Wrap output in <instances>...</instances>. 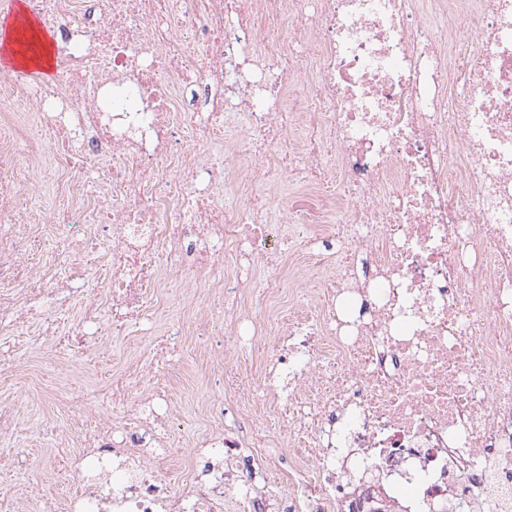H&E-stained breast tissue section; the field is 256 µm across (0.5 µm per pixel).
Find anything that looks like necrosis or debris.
Segmentation results:
<instances>
[{
	"label": "necrosis or debris",
	"mask_w": 512,
	"mask_h": 512,
	"mask_svg": "<svg viewBox=\"0 0 512 512\" xmlns=\"http://www.w3.org/2000/svg\"><path fill=\"white\" fill-rule=\"evenodd\" d=\"M30 5L61 79L14 76L0 118V385L31 320L74 363L107 335L152 344L56 393L120 421L47 429L68 486L47 512H512V0ZM45 168L81 198L50 229L108 244L102 298L62 333L22 261L20 187ZM192 302L225 398L197 403L184 466L174 395L143 378L184 364Z\"/></svg>",
	"instance_id": "necrosis-or-debris-1"
}]
</instances>
